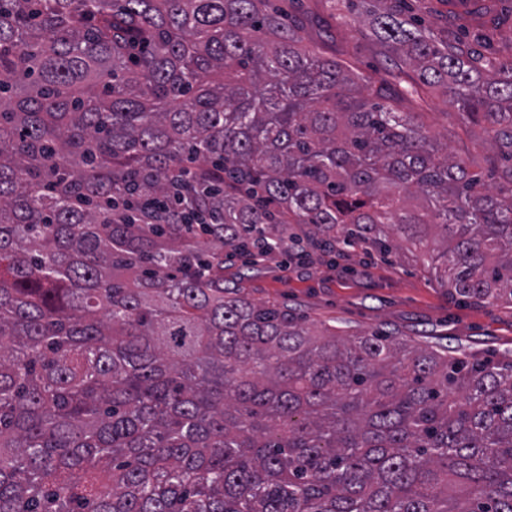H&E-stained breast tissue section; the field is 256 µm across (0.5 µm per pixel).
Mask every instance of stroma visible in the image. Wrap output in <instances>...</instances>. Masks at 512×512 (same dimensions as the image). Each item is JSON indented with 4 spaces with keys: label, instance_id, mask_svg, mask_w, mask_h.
I'll return each mask as SVG.
<instances>
[{
    "label": "stroma",
    "instance_id": "1",
    "mask_svg": "<svg viewBox=\"0 0 512 512\" xmlns=\"http://www.w3.org/2000/svg\"><path fill=\"white\" fill-rule=\"evenodd\" d=\"M307 45L347 66L383 71L362 7L332 10L327 0H302L291 11ZM426 122L449 152L469 160L485 182H499L502 165L484 147L482 125L450 109L443 98L428 105ZM224 285L257 301L288 303L308 319L336 318L343 332L387 328L424 346L451 344L474 356L512 357V309L464 304L451 298L427 263L408 250L382 259L363 250L337 262L290 265L277 255L257 270L237 257L224 259Z\"/></svg>",
    "mask_w": 512,
    "mask_h": 512
}]
</instances>
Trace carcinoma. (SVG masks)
Masks as SVG:
<instances>
[{
	"label": "carcinoma",
	"mask_w": 512,
	"mask_h": 512,
	"mask_svg": "<svg viewBox=\"0 0 512 512\" xmlns=\"http://www.w3.org/2000/svg\"><path fill=\"white\" fill-rule=\"evenodd\" d=\"M435 35L372 14L384 77L265 0H0V512H512V359L338 336L224 287V252L414 244L512 306V168L420 112L442 91L512 161L498 0ZM424 112H433L425 120L438 141L442 145L448 144V152L472 162V170L482 172L486 183L502 181L500 177L504 167L492 157L493 153L482 142L483 122L462 116L446 104L442 97L429 101Z\"/></svg>",
	"instance_id": "obj_1"
}]
</instances>
